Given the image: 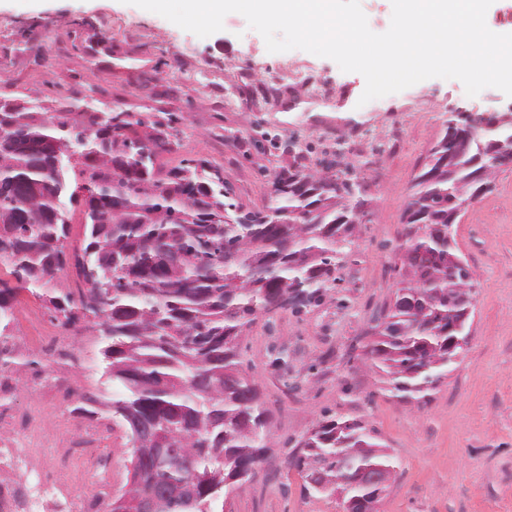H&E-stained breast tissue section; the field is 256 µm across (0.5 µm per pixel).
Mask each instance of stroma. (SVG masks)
Wrapping results in <instances>:
<instances>
[{
	"label": "stroma",
	"instance_id": "stroma-1",
	"mask_svg": "<svg viewBox=\"0 0 512 512\" xmlns=\"http://www.w3.org/2000/svg\"><path fill=\"white\" fill-rule=\"evenodd\" d=\"M283 71L285 84L272 87L270 76ZM363 81L304 50L268 52L237 13L202 38L128 0H0V100L52 113L66 99L169 124L172 149L159 166L205 160L248 209L267 205L273 174L296 159L311 170L346 168L365 189L366 215L333 300L262 315L246 333L242 361L272 412L273 446L224 512H340L335 495L306 491L288 464L325 414L361 419L392 452L397 467L381 512H512V166L454 227L474 275L475 310L447 378L421 403H403L384 390L366 354L369 326L398 278L393 249L408 194L449 113L503 110L512 98L495 88L471 97L459 80L431 78L398 92L400 108L377 98L337 116L345 93ZM228 86L237 90L232 104ZM10 332L67 338L74 356L64 362H47L33 344L21 349V376H48L58 390L47 399L20 388L15 423L42 429L45 463L62 489L81 495L87 512H109L127 487V430L105 408L107 429L84 433L92 417L73 412L78 395L112 397L100 337L63 326L25 290ZM281 352L284 370L272 365ZM104 459L108 488L94 475Z\"/></svg>",
	"mask_w": 512,
	"mask_h": 512
}]
</instances>
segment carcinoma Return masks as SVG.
<instances>
[{"mask_svg":"<svg viewBox=\"0 0 512 512\" xmlns=\"http://www.w3.org/2000/svg\"><path fill=\"white\" fill-rule=\"evenodd\" d=\"M445 127L416 176L395 254L402 288L374 316L366 354L392 396L411 403L447 377L448 320L465 316L474 282L448 275L459 253L448 228L460 220L452 201L485 192L512 155V122L490 124L448 152ZM169 134L128 112L67 111L57 117L0 101V321L17 292L34 289L62 325L106 337L112 418L148 424V444L130 433L145 483L161 486L151 512H217L243 489L271 447V414L243 369L241 343L259 316L300 313L332 298L346 248L354 243L365 200L349 178L291 165L274 173L269 204L248 210L232 201L202 160L162 172ZM84 158L86 245L65 250L70 224L59 156ZM74 273L78 286L65 281ZM290 465L319 476L333 492L381 502L385 483L364 485L358 472L391 475L393 460L357 418L323 416L297 442Z\"/></svg>","mask_w":512,"mask_h":512,"instance_id":"1","label":"carcinoma"}]
</instances>
